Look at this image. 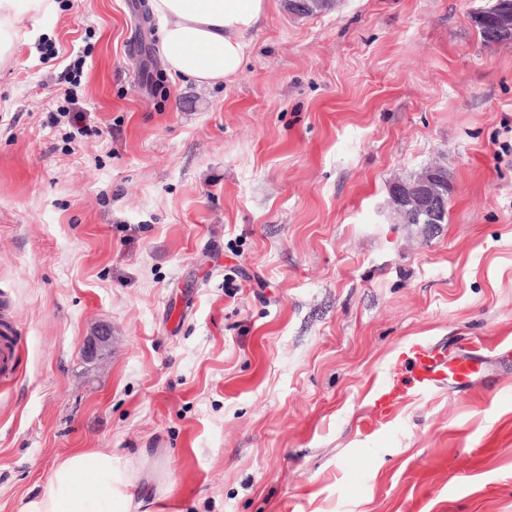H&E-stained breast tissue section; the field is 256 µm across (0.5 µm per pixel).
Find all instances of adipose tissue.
Returning a JSON list of instances; mask_svg holds the SVG:
<instances>
[{
	"mask_svg": "<svg viewBox=\"0 0 512 512\" xmlns=\"http://www.w3.org/2000/svg\"><path fill=\"white\" fill-rule=\"evenodd\" d=\"M268 0H149L163 24L159 49L171 72L214 86L243 68V36L265 16ZM177 483L168 468L148 472L145 460H120L102 448L60 460L19 512H166Z\"/></svg>",
	"mask_w": 512,
	"mask_h": 512,
	"instance_id": "ef3b65f1",
	"label": "adipose tissue"
}]
</instances>
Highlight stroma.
<instances>
[{
	"mask_svg": "<svg viewBox=\"0 0 512 512\" xmlns=\"http://www.w3.org/2000/svg\"><path fill=\"white\" fill-rule=\"evenodd\" d=\"M147 2L20 10L0 64L22 338L0 512L79 448L152 452L181 512H512V42L473 22L492 0H269L216 87L165 69ZM70 88L98 135L49 124ZM435 163L447 223H401L390 186ZM414 339L490 354L471 389L377 415Z\"/></svg>",
	"mask_w": 512,
	"mask_h": 512,
	"instance_id": "35a3bbf8",
	"label": "stroma"
}]
</instances>
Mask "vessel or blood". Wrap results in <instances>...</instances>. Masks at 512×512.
<instances>
[{"mask_svg":"<svg viewBox=\"0 0 512 512\" xmlns=\"http://www.w3.org/2000/svg\"><path fill=\"white\" fill-rule=\"evenodd\" d=\"M484 362V348L475 342L452 348L443 340H415L405 345L370 400L375 412L386 416L411 396L468 385Z\"/></svg>","mask_w":512,"mask_h":512,"instance_id":"obj_1","label":"vessel or blood"}]
</instances>
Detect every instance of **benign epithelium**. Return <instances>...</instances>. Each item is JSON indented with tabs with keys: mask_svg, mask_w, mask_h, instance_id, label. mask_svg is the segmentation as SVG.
I'll return each instance as SVG.
<instances>
[{
	"mask_svg": "<svg viewBox=\"0 0 512 512\" xmlns=\"http://www.w3.org/2000/svg\"><path fill=\"white\" fill-rule=\"evenodd\" d=\"M476 18L491 23L495 37L512 36V5L504 0L480 12ZM450 193L448 169L431 165L413 179L391 185L388 204L406 224H443L448 215Z\"/></svg>",
	"mask_w": 512,
	"mask_h": 512,
	"instance_id": "7a95c632",
	"label": "benign epithelium"
}]
</instances>
